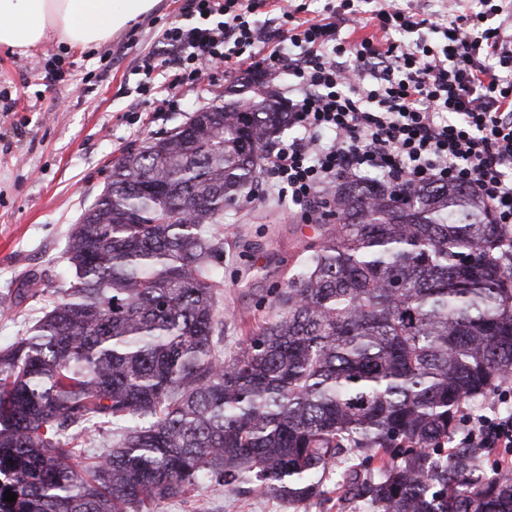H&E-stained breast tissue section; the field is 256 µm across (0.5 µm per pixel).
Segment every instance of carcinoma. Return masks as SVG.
<instances>
[{
    "label": "carcinoma",
    "instance_id": "1",
    "mask_svg": "<svg viewBox=\"0 0 512 512\" xmlns=\"http://www.w3.org/2000/svg\"><path fill=\"white\" fill-rule=\"evenodd\" d=\"M230 88L129 149L64 251L69 287L0 348V512H143L205 481L289 505L337 489L362 512H512V469L448 449L462 407L512 376V267L465 186L344 178L277 312L224 360V238L204 234L288 127ZM113 427L88 455V430ZM16 501H4L5 492Z\"/></svg>",
    "mask_w": 512,
    "mask_h": 512
}]
</instances>
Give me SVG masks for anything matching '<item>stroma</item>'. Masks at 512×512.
<instances>
[{"label":"stroma","mask_w":512,"mask_h":512,"mask_svg":"<svg viewBox=\"0 0 512 512\" xmlns=\"http://www.w3.org/2000/svg\"><path fill=\"white\" fill-rule=\"evenodd\" d=\"M184 0L155 8L96 48L63 50L46 42L21 54L0 47V293L29 276L50 288L69 282L63 251L73 224L101 193L114 161L220 104L227 87L256 79L253 71H217L178 94L166 111L135 91L140 57L159 51L160 32L180 18ZM64 73L48 85L46 64ZM215 231L224 238V355L234 356L276 310L272 291L298 272L315 241L295 207L261 194L225 207ZM339 492L324 504L293 507L250 491L198 485L155 512H355Z\"/></svg>","instance_id":"obj_1"}]
</instances>
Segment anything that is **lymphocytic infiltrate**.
Masks as SVG:
<instances>
[{"instance_id": "f902f5d3", "label": "lymphocytic infiltrate", "mask_w": 512, "mask_h": 512, "mask_svg": "<svg viewBox=\"0 0 512 512\" xmlns=\"http://www.w3.org/2000/svg\"><path fill=\"white\" fill-rule=\"evenodd\" d=\"M358 17L353 0L306 17L298 0H187L161 40L175 70L171 89L195 85L215 66L288 78L298 131L265 158L264 194L298 206L336 180L373 173L384 182L468 186L490 219L512 233V0H463L435 11L375 0ZM373 27L374 35L351 37ZM444 41L419 38L422 29ZM462 444L512 450V413L465 414Z\"/></svg>"}]
</instances>
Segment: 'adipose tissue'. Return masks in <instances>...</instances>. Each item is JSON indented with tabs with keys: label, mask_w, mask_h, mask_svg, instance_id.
Returning a JSON list of instances; mask_svg holds the SVG:
<instances>
[{
	"label": "adipose tissue",
	"mask_w": 512,
	"mask_h": 512,
	"mask_svg": "<svg viewBox=\"0 0 512 512\" xmlns=\"http://www.w3.org/2000/svg\"><path fill=\"white\" fill-rule=\"evenodd\" d=\"M157 0H0V47L20 52L47 40L90 49L150 12Z\"/></svg>",
	"instance_id": "ef3b65f1"
}]
</instances>
